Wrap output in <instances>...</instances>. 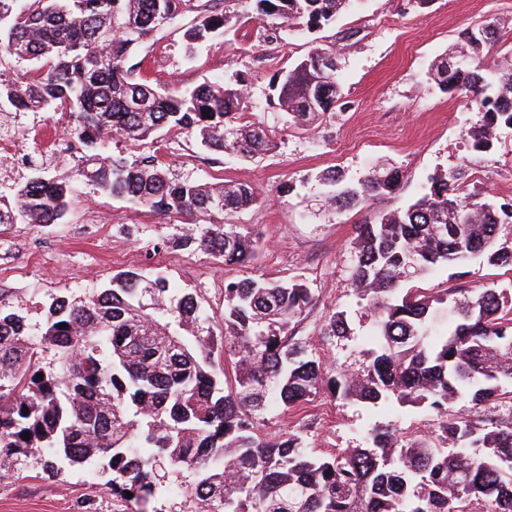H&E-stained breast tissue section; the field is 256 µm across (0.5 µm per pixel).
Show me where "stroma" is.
Listing matches in <instances>:
<instances>
[{"instance_id":"stroma-1","label":"stroma","mask_w":512,"mask_h":512,"mask_svg":"<svg viewBox=\"0 0 512 512\" xmlns=\"http://www.w3.org/2000/svg\"><path fill=\"white\" fill-rule=\"evenodd\" d=\"M218 7L234 17L224 34L188 49L182 38L193 19L188 13L149 38L137 56L148 78L183 89L248 72L251 118L275 131L276 152L256 159L214 155L193 138L173 134L157 145L115 140L109 152L131 160L155 154L174 173L203 181L251 183L262 202L233 221L259 240L255 258L245 267L227 266L202 253L166 248L167 239L194 233L195 225L79 183L62 222L0 224V298L36 328L51 298L92 294L114 273L136 269L163 274L175 287L195 292L219 318L225 280L293 278L307 283L314 296L303 319L292 326L294 338L328 364L355 370L376 319L352 286L356 256L351 242L358 225L405 206L440 170L480 173L478 187L488 199L512 198V130L500 133L492 151H471L464 134L479 120L477 108L466 97L440 90L428 75L435 61L456 47L462 28L488 19L497 20L499 31L484 48L481 66L492 68L511 54L512 0H430L424 8L414 0H357L336 23L313 33L294 30L274 43L264 41L257 21L242 19L243 8L233 0H220ZM328 43L336 46L343 97L318 128L296 127L268 104V82L315 46ZM83 152L55 116L25 114L16 162L0 170V184L28 175L31 157H45L49 174L67 175ZM384 159L403 172L399 190L346 210L326 206L331 188L321 182L322 173L335 170L355 181ZM419 285L432 293L512 289V269L476 257L438 268ZM332 307L346 311L350 332L330 343L321 328ZM264 421V432L272 435L308 424L309 448L329 454L365 446L378 423L428 439L436 435L440 418L423 407L393 403L373 408L322 396L288 413L268 408ZM108 478L98 464L67 466L53 476L32 461L22 478L0 482V512H122Z\"/></svg>"}]
</instances>
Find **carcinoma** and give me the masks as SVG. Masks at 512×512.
<instances>
[{
  "label": "carcinoma",
  "instance_id": "carcinoma-1",
  "mask_svg": "<svg viewBox=\"0 0 512 512\" xmlns=\"http://www.w3.org/2000/svg\"><path fill=\"white\" fill-rule=\"evenodd\" d=\"M244 2L267 23L264 39L272 43L285 29L335 23L355 0ZM188 12L195 17L183 38L191 48L229 23L216 0H0V104L15 116L58 112L88 148L65 177L29 161L35 172L0 193V224L59 223L79 181L194 220L197 232L171 241L175 248L226 266L254 258L258 240L224 221L261 203L253 185L176 178L155 156L129 163L107 155L114 139L158 133L249 159L277 148L275 134L245 120L253 102L243 72L179 91L130 63L149 37ZM495 30L489 21L467 27L462 46L477 56ZM431 71L441 90L472 97L482 113L467 131L473 150H491L500 131L512 130V105L501 104L512 95L511 62L486 72L451 52ZM337 72L335 48L317 46L272 76V99L290 122L307 126L336 109ZM463 178L459 169L436 172L406 206L358 226L353 284L377 319L368 361L354 373L288 335L313 303L300 281L225 282L220 329L194 293L164 276L124 270L87 298H52L37 341L0 300V460L12 463L16 478L30 457H43L49 471L100 461L128 512H157L148 504L174 493L168 473L183 477L187 512H470L474 500L486 512H512V423L445 419L435 441L408 440L378 424L369 446L329 456L311 451L296 428L272 437L258 428L266 407L287 411L321 393L446 416L448 405L486 403L512 380L511 294L405 287L409 273L421 277L474 253L512 268V250L496 245L499 226L512 223V200L489 201L465 189ZM321 180L336 186L330 202L341 210L397 191L402 175L381 165L355 184L336 171ZM459 224L467 225L464 238L455 234ZM348 333L346 311L328 310L322 335L334 342ZM48 350L55 368L42 364Z\"/></svg>",
  "mask_w": 512,
  "mask_h": 512
}]
</instances>
